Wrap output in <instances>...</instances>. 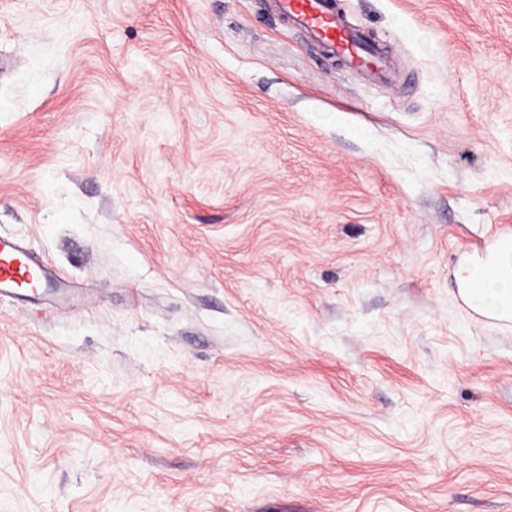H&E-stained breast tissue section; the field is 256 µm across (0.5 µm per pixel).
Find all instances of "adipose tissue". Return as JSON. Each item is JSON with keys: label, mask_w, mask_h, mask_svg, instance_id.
I'll return each mask as SVG.
<instances>
[{"label": "adipose tissue", "mask_w": 512, "mask_h": 512, "mask_svg": "<svg viewBox=\"0 0 512 512\" xmlns=\"http://www.w3.org/2000/svg\"><path fill=\"white\" fill-rule=\"evenodd\" d=\"M455 279L458 293L471 311L512 321V235L499 238L486 255L460 263Z\"/></svg>", "instance_id": "1"}]
</instances>
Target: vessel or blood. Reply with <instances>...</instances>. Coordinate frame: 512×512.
<instances>
[{
	"instance_id": "b4317fda",
	"label": "vessel or blood",
	"mask_w": 512,
	"mask_h": 512,
	"mask_svg": "<svg viewBox=\"0 0 512 512\" xmlns=\"http://www.w3.org/2000/svg\"><path fill=\"white\" fill-rule=\"evenodd\" d=\"M274 3L278 12L316 42L326 55L373 78L382 79L391 72L388 58L374 47L364 31L346 20L336 0ZM58 290L59 282L48 265L36 261L31 251L14 239L0 236V296L34 304Z\"/></svg>"
}]
</instances>
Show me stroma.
Listing matches in <instances>:
<instances>
[{
    "instance_id": "stroma-1",
    "label": "stroma",
    "mask_w": 512,
    "mask_h": 512,
    "mask_svg": "<svg viewBox=\"0 0 512 512\" xmlns=\"http://www.w3.org/2000/svg\"><path fill=\"white\" fill-rule=\"evenodd\" d=\"M0 0V512H512V0ZM277 11L308 35L322 51L340 59L349 68L383 79L392 64L369 37L352 26L337 6V0H273ZM484 256L474 255L455 271L458 293L474 313L512 321V235L503 236ZM468 287V288H467ZM31 280L33 289L20 293L16 284ZM60 283L48 265L35 260L31 251L11 238L0 236V297L9 296L23 303L36 304L56 294Z\"/></svg>"
}]
</instances>
